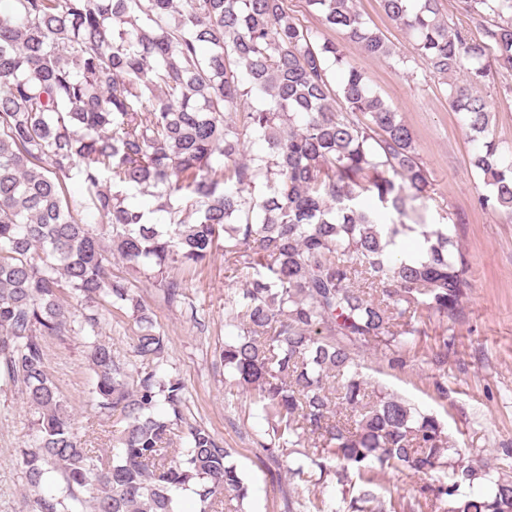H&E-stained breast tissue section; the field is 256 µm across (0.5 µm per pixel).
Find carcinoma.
<instances>
[{
    "mask_svg": "<svg viewBox=\"0 0 512 512\" xmlns=\"http://www.w3.org/2000/svg\"><path fill=\"white\" fill-rule=\"evenodd\" d=\"M303 2L367 56H395L356 0ZM381 3L413 38L398 61L419 58L449 84V105L481 141L478 204L512 217V146L490 131L481 94L512 71V0H456L469 27L442 0ZM330 62L343 73L336 89ZM253 141L265 155H248ZM141 188L156 189V207L129 203ZM433 193L400 113L288 0H12L0 11V382L21 385L38 414L18 459L33 512H180L185 490L200 512H241L249 486L232 449L189 422L183 382L159 370L168 338L110 270L121 259L173 304L184 284L172 268L205 264L221 236L224 269L245 284L227 294L237 340L219 359L225 388L266 422L257 447L277 467L304 449L288 474L306 487L316 469L358 487L339 504L285 491L283 512H512V479L463 491L479 461L436 415L361 371L370 349L405 368L423 319L446 329L463 313L472 284L459 219L431 222ZM85 211L112 228L109 247ZM65 290L94 336L91 407L124 421L110 453L88 447L48 372L46 342L72 315ZM106 299L138 325L134 373L98 338ZM450 347L435 339L433 364ZM385 469L430 483L408 497L378 491Z\"/></svg>",
    "mask_w": 512,
    "mask_h": 512,
    "instance_id": "1",
    "label": "carcinoma"
}]
</instances>
